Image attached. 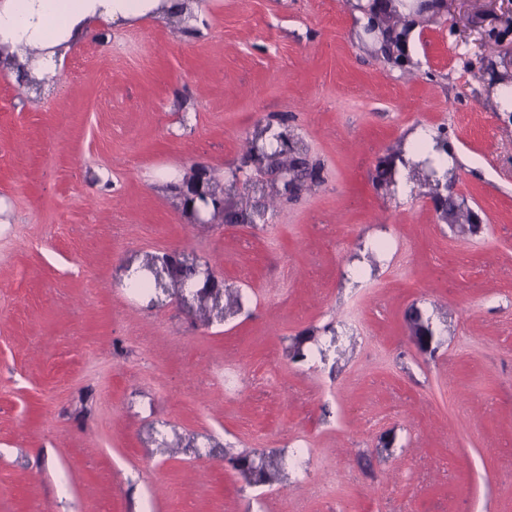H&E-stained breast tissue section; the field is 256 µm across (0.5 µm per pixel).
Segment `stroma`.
Returning a JSON list of instances; mask_svg holds the SVG:
<instances>
[{"label": "stroma", "instance_id": "1", "mask_svg": "<svg viewBox=\"0 0 512 512\" xmlns=\"http://www.w3.org/2000/svg\"><path fill=\"white\" fill-rule=\"evenodd\" d=\"M419 4L188 0L195 33L95 23L42 90L0 74V512H512V0ZM267 120L289 202L247 156ZM420 128L455 160V224L426 177L388 191ZM198 169L210 224L167 189ZM172 252L218 299L171 272L130 290ZM166 255L173 258V262L169 265H180L182 267H191L193 269L192 277L185 280L190 281L192 288H196L191 292L193 297L196 296L198 298L208 296L213 298L214 296V300L218 299L217 294L214 293V288H217L215 275L206 261L204 263H200V260L196 257L191 259L182 257L180 260L181 263H179L175 254ZM199 275H203V279L193 281Z\"/></svg>", "mask_w": 512, "mask_h": 512}]
</instances>
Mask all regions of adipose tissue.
<instances>
[{
  "label": "adipose tissue",
  "instance_id": "adipose-tissue-1",
  "mask_svg": "<svg viewBox=\"0 0 512 512\" xmlns=\"http://www.w3.org/2000/svg\"><path fill=\"white\" fill-rule=\"evenodd\" d=\"M177 0H0V43L60 47L75 39L84 22H117Z\"/></svg>",
  "mask_w": 512,
  "mask_h": 512
}]
</instances>
